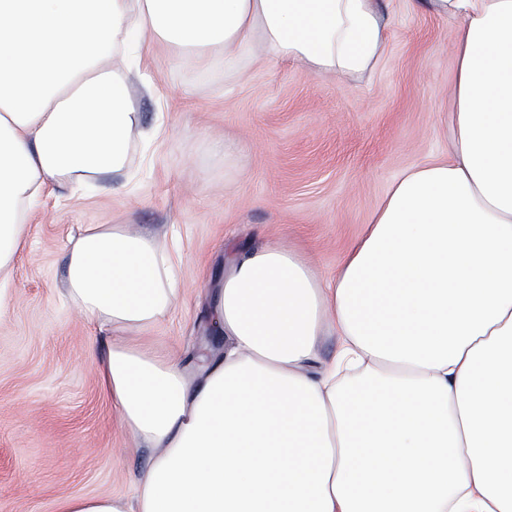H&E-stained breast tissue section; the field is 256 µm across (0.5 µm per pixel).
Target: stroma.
<instances>
[{
  "label": "stroma",
  "instance_id": "35a3bbf8",
  "mask_svg": "<svg viewBox=\"0 0 512 512\" xmlns=\"http://www.w3.org/2000/svg\"><path fill=\"white\" fill-rule=\"evenodd\" d=\"M386 4L387 51L351 81L289 61L203 76L190 54L151 43V89L133 100L163 136L134 145L129 174L48 198L14 263L0 312V512L132 497L147 463L100 390L104 334L64 299V259L85 225L178 230L182 299L131 341L192 368L225 342L217 292L229 246L284 244L331 276L394 180L447 153L450 26L413 0ZM223 138L241 146L229 170L213 149Z\"/></svg>",
  "mask_w": 512,
  "mask_h": 512
}]
</instances>
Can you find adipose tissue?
I'll list each match as a JSON object with an SVG mask.
<instances>
[{"label": "adipose tissue", "mask_w": 512, "mask_h": 512, "mask_svg": "<svg viewBox=\"0 0 512 512\" xmlns=\"http://www.w3.org/2000/svg\"><path fill=\"white\" fill-rule=\"evenodd\" d=\"M420 5L454 23L447 155L393 182L334 276L236 248L223 358L189 374L131 345L180 301L154 234L73 242L66 295L109 335L100 385L148 464L132 498L56 512H512V0ZM386 31L379 0H0V309L25 212L127 173L132 51L158 39L207 72L258 50L351 79Z\"/></svg>", "instance_id": "1"}]
</instances>
